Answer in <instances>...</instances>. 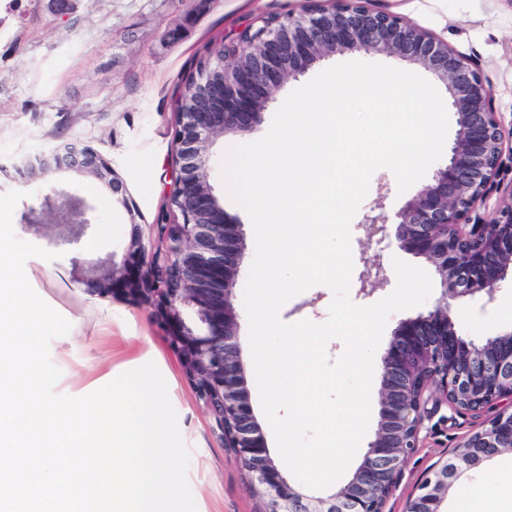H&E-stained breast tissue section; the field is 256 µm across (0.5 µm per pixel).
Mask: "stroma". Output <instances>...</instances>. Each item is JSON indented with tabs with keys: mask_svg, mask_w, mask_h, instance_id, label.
Masks as SVG:
<instances>
[{
	"mask_svg": "<svg viewBox=\"0 0 512 512\" xmlns=\"http://www.w3.org/2000/svg\"><path fill=\"white\" fill-rule=\"evenodd\" d=\"M431 31L458 53L475 62L490 86L503 122L512 121V0H366ZM309 0H70L59 9L54 0H0V165L11 166L61 143L92 147L110 164L136 212L128 214L115 195L97 179L61 171L20 184L0 174V193L24 189L12 219L17 238L46 246V237L21 224V214L38 204L51 185L84 197L94 208V224L79 252L85 258L114 253L126 260L129 278H136L141 257L127 251L132 234L157 249L156 226L165 213L172 182L177 141L175 100L195 71L205 43L239 36L260 18L301 13ZM180 28L177 42L165 31ZM346 52L311 66L298 79L276 90L261 122L251 134L259 139L287 95L320 71L338 63L364 60ZM235 135L219 137L209 183L225 214L240 224L245 257L237 282L245 284L255 254L254 234L246 212L226 195L219 177L218 156L238 143ZM394 215L406 196L397 192L393 173L377 170L350 225L353 270L349 297L359 306L373 304L396 286L393 258L425 266L424 258L397 246L379 248L367 239L362 220L375 201ZM381 255L384 286L370 295L359 292L365 261ZM24 271L33 290L69 320L67 335L50 343V358L61 371L58 393L77 396L88 384H104L111 372L155 362L168 385L178 422L191 451L188 481L197 512H264L265 501L250 486L231 449L214 431L212 415L199 400L170 349L166 329L149 305L127 300L122 289L101 295L74 282L67 258H29ZM331 290L317 285L289 300L281 309L283 322H325ZM450 315L459 337L477 343L512 331V290L496 303L481 306L469 300L451 303ZM479 419L451 413L448 406L426 420L419 446L409 458L389 500V512H402L406 499L436 463L479 427ZM480 487L496 492L489 512H499V498L512 490V453L483 460L455 482L441 512H454L459 499Z\"/></svg>",
	"mask_w": 512,
	"mask_h": 512,
	"instance_id": "1",
	"label": "stroma"
}]
</instances>
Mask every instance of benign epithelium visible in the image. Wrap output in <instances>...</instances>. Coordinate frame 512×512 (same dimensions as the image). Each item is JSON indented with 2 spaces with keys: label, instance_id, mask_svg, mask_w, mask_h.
<instances>
[{
  "label": "benign epithelium",
  "instance_id": "1",
  "mask_svg": "<svg viewBox=\"0 0 512 512\" xmlns=\"http://www.w3.org/2000/svg\"><path fill=\"white\" fill-rule=\"evenodd\" d=\"M346 51L385 54L418 64L441 80L458 130L448 163L395 214L394 243L425 258L441 277L443 291L433 309L400 323L380 359L382 392L378 429L361 465L340 487L317 495L288 480L271 457L253 414L238 343L235 286L244 259L241 225L224 216L207 182L216 136L249 134L261 120L272 92L312 64ZM208 86L205 104L177 121L176 177L168 200L181 220L160 224L163 251L148 253L137 235L127 251L142 257V271L128 292L150 303L168 331L182 370L205 404L223 407L215 419L224 447L233 449L250 482L267 500V512H385L409 456L418 447L424 421L438 408L429 394L440 391L457 414H497L433 469L403 512H440L448 489L471 467L512 447V331L477 345L459 337L450 302L465 298L493 303L512 281V205L488 223H470V214L493 191L512 200V182H497L505 127L478 68L429 30L364 0H326L288 26L270 23L249 51L218 59L213 71L194 76ZM93 176L132 203L112 168L93 148L65 144L42 153L37 164L16 167L22 178L60 169ZM55 217V244L77 245L91 226L92 207L64 189L26 208L23 224L40 231L44 213ZM388 216L368 215L363 227L372 238ZM90 292L112 291L126 276V262L112 253L84 272Z\"/></svg>",
  "mask_w": 512,
  "mask_h": 512
}]
</instances>
